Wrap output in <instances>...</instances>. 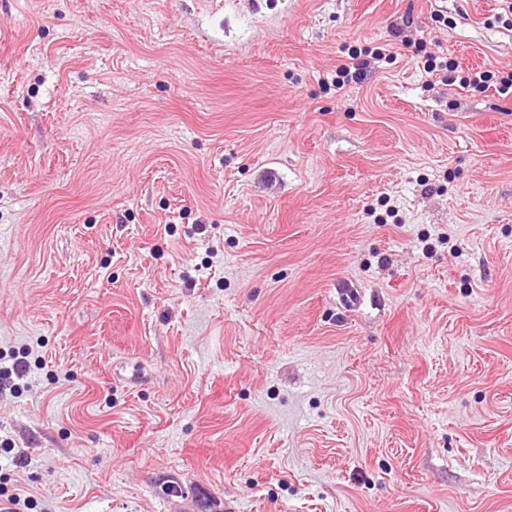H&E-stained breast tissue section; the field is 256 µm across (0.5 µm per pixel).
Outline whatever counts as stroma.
<instances>
[{
	"label": "stroma",
	"instance_id": "35a3bbf8",
	"mask_svg": "<svg viewBox=\"0 0 512 512\" xmlns=\"http://www.w3.org/2000/svg\"><path fill=\"white\" fill-rule=\"evenodd\" d=\"M212 2L0 0V498L512 512L502 0ZM390 57L391 53L387 49L363 47L355 50L336 68V78L332 80V84L339 90L359 84L368 73L378 70L382 62H388ZM427 57L426 63L428 64L424 66L425 72L431 74V76L435 75L445 81L447 80L449 86L453 85L459 79L461 87H471L472 89L480 91L489 88V83L493 82L499 94L505 96L512 94V72L506 75H498L497 78L495 74L490 71H476L470 75L459 76L455 74L456 67L454 63L448 61V58H446V61L436 63V59L433 55L430 54ZM494 78L495 81L493 80Z\"/></svg>",
	"mask_w": 512,
	"mask_h": 512
}]
</instances>
